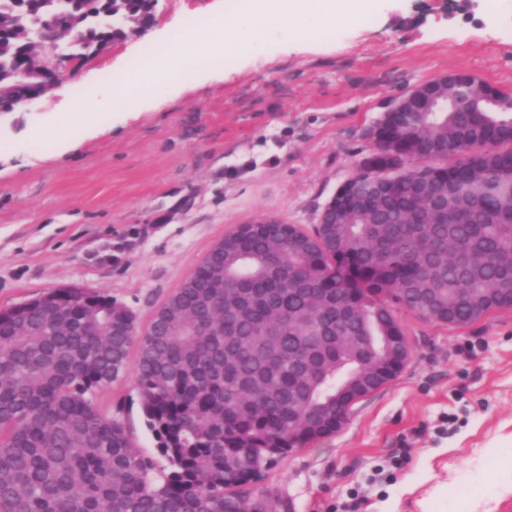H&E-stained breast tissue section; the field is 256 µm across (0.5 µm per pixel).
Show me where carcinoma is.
<instances>
[{"instance_id":"1","label":"carcinoma","mask_w":512,"mask_h":512,"mask_svg":"<svg viewBox=\"0 0 512 512\" xmlns=\"http://www.w3.org/2000/svg\"><path fill=\"white\" fill-rule=\"evenodd\" d=\"M53 17L33 30L23 4ZM147 0H0V89L26 49L68 35L87 59L113 41L110 16ZM412 164L386 176L389 155ZM448 156L434 190L418 167ZM390 187L308 231L251 224L224 235L142 334L112 298L82 288L0 311V512H270L252 476L336 410V369L401 334L394 309L469 326L512 308V94L489 112H417L380 135ZM166 465L137 451L97 393L128 372Z\"/></svg>"}]
</instances>
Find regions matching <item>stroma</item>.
<instances>
[{
    "label": "stroma",
    "instance_id": "stroma-1",
    "mask_svg": "<svg viewBox=\"0 0 512 512\" xmlns=\"http://www.w3.org/2000/svg\"><path fill=\"white\" fill-rule=\"evenodd\" d=\"M225 0H156L154 23L90 57L50 93L0 116V310L75 286L145 327L211 247L261 215L313 228L368 148L385 107L438 75L512 92V0H376L338 36L288 44L284 20L219 70L184 68L129 106L101 99L171 35ZM103 133L63 152L72 92ZM402 371L342 429L280 458L253 486L276 512H501L512 501V308L459 328L401 310ZM134 448L155 456L139 392L97 394Z\"/></svg>",
    "mask_w": 512,
    "mask_h": 512
}]
</instances>
